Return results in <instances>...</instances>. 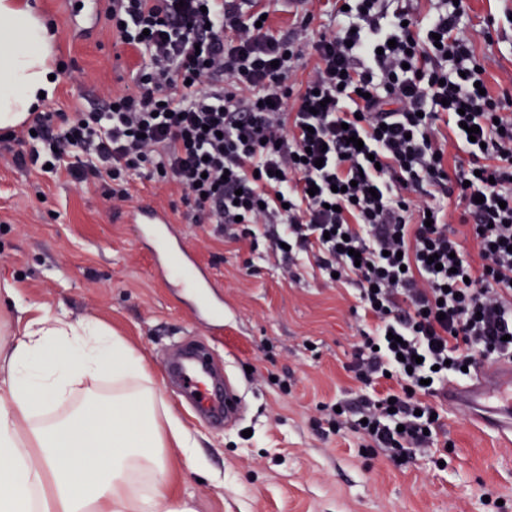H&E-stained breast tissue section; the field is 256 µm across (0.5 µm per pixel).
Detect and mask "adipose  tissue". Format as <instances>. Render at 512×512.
Returning <instances> with one entry per match:
<instances>
[{
	"mask_svg": "<svg viewBox=\"0 0 512 512\" xmlns=\"http://www.w3.org/2000/svg\"><path fill=\"white\" fill-rule=\"evenodd\" d=\"M54 41L29 0H0V128L52 95ZM195 446L140 353L102 326L61 313L0 344V512H195L166 489L170 457L195 463Z\"/></svg>",
	"mask_w": 512,
	"mask_h": 512,
	"instance_id": "ef3b65f1",
	"label": "adipose tissue"
}]
</instances>
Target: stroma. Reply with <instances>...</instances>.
Segmentation results:
<instances>
[{
	"label": "stroma",
	"mask_w": 512,
	"mask_h": 512,
	"mask_svg": "<svg viewBox=\"0 0 512 512\" xmlns=\"http://www.w3.org/2000/svg\"><path fill=\"white\" fill-rule=\"evenodd\" d=\"M33 2L54 22L55 58L74 76L59 80L57 108L132 86L138 58L105 25L82 37L66 22L64 0ZM462 9L463 35L489 87L512 94V19L500 0H462ZM183 196L138 179L130 200L116 202L101 183L22 169L0 149V283L18 299L0 303V341L21 336L32 318L64 312L137 349L198 443L196 465L172 459L168 480L196 512H512V445L458 411L442 412L431 450L401 466L356 434L333 433L329 406L374 394L347 369L366 328L353 287H323L308 269L285 278L250 239L228 241L188 219ZM145 197L179 222L196 262L219 283L210 295L224 310L218 361L247 402L231 428L201 419L165 380L174 346L205 333L194 291L166 287L133 225L115 220Z\"/></svg>",
	"instance_id": "stroma-1"
}]
</instances>
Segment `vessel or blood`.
Masks as SVG:
<instances>
[{"instance_id":"obj_1","label":"vessel or blood","mask_w":512,"mask_h":512,"mask_svg":"<svg viewBox=\"0 0 512 512\" xmlns=\"http://www.w3.org/2000/svg\"><path fill=\"white\" fill-rule=\"evenodd\" d=\"M124 221L139 225L140 239L157 241L152 267L158 277L186 280L188 287L198 289L202 296L215 288V280L197 266L166 212L143 202L129 211ZM194 316L207 326L210 335H223L222 313L204 299L197 303ZM173 371L198 413L224 420L229 426L237 421L242 396L232 376L217 378L210 360L194 350L180 352ZM441 397L450 408L463 412L475 428L512 443V357L479 367L467 381L449 382Z\"/></svg>"}]
</instances>
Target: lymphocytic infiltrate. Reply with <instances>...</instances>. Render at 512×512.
Returning <instances> with one entry per match:
<instances>
[{"label":"lymphocytic infiltrate","mask_w":512,"mask_h":512,"mask_svg":"<svg viewBox=\"0 0 512 512\" xmlns=\"http://www.w3.org/2000/svg\"><path fill=\"white\" fill-rule=\"evenodd\" d=\"M338 3L337 26L303 42L263 24L251 0H106L113 39L138 56L135 90L31 113L0 147L107 183L115 199L134 175L175 184L194 223L263 237L285 270L353 286L371 327L349 369L397 388L328 423L407 461L432 443V399L449 379L512 356V97L479 92L460 6L421 16ZM307 54L316 64L298 89ZM453 143L469 156L455 172ZM438 195L455 197L460 231Z\"/></svg>","instance_id":"1"}]
</instances>
